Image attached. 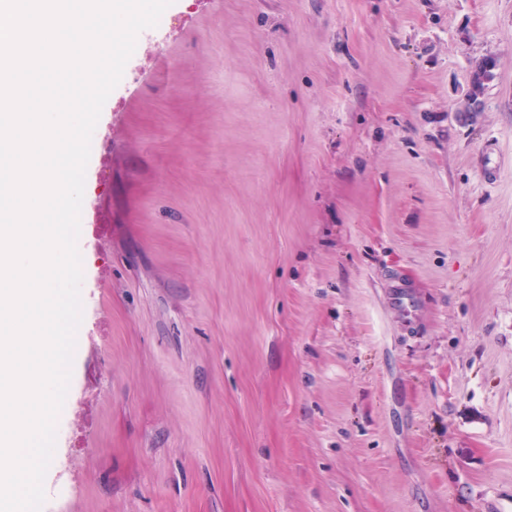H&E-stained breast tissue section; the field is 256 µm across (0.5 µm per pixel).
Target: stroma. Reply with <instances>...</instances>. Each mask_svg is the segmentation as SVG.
<instances>
[{"label":"stroma","instance_id":"35a3bbf8","mask_svg":"<svg viewBox=\"0 0 512 512\" xmlns=\"http://www.w3.org/2000/svg\"><path fill=\"white\" fill-rule=\"evenodd\" d=\"M166 13L94 130L47 502L512 512V0Z\"/></svg>","mask_w":512,"mask_h":512}]
</instances>
